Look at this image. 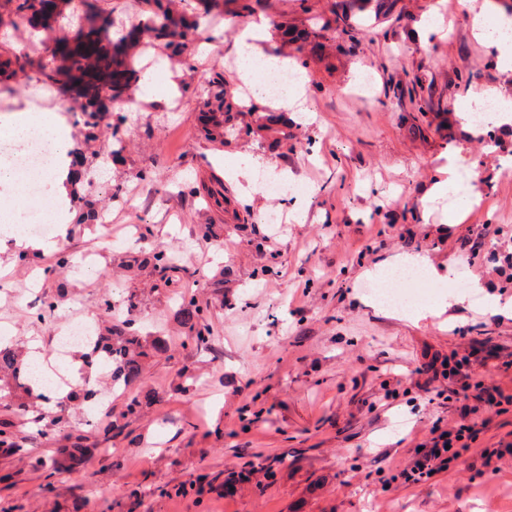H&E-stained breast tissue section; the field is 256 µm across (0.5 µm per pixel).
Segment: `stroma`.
<instances>
[{
  "instance_id": "35a3bbf8",
  "label": "stroma",
  "mask_w": 512,
  "mask_h": 512,
  "mask_svg": "<svg viewBox=\"0 0 512 512\" xmlns=\"http://www.w3.org/2000/svg\"><path fill=\"white\" fill-rule=\"evenodd\" d=\"M244 2L216 0L191 54L156 45L167 63L158 95L124 104L118 132L64 113L88 203L74 205L54 251L0 242V326L11 328L8 344L42 353L46 369L74 321L101 326L107 301L115 317L170 344L143 374L147 414L116 436L109 414L122 402L106 369L84 368L83 344L64 363L100 394L93 416L50 407L19 422L0 412V429L18 443L0 449V512H512V456L484 467L485 449L512 434V411L477 413L483 434L460 465L417 483L399 477L432 424L453 415L447 378L424 389L414 368L468 339L512 359V317L469 297L418 319L364 292L379 263L421 254L454 269L450 291L467 292L468 269L512 303V280L498 270L512 248V176L503 174L512 122L475 129L458 112L473 92L512 98V71L476 38L466 0H372L352 14L355 40L336 36L335 0H263L269 43L305 71L316 119L258 99L216 144L199 101L218 78L242 93L233 60ZM438 3L443 27L427 30ZM80 7L56 0L34 37L50 47L76 32ZM13 10L14 0H0V113L39 105L41 69L52 62L24 57ZM362 69L375 78L367 98L354 84ZM271 111L286 142L255 132ZM242 155L268 174L288 171L299 194L226 179V163ZM452 160L479 185L477 202L448 225L455 194L428 216L423 200ZM295 207L303 223L288 222ZM270 212L279 223H264ZM207 224L217 235L203 236ZM162 248L180 259L168 288L154 259ZM184 296L210 305V347L183 346ZM66 438L85 452L63 468L55 450ZM244 466L252 481L225 488L228 470Z\"/></svg>"
}]
</instances>
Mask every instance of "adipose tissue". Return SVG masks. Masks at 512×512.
Masks as SVG:
<instances>
[{
  "label": "adipose tissue",
  "mask_w": 512,
  "mask_h": 512,
  "mask_svg": "<svg viewBox=\"0 0 512 512\" xmlns=\"http://www.w3.org/2000/svg\"><path fill=\"white\" fill-rule=\"evenodd\" d=\"M473 27L483 42L496 47L503 69L512 70V19L486 4L474 14ZM266 28V21L251 23L237 32L234 39L239 77L255 96L262 94L271 74L291 66L290 59L280 52L261 46ZM34 135L47 140L55 153V164L48 175V213L59 227H66L70 221L74 171L69 130L58 114L30 107L0 114V232L12 238L18 248L48 251L53 249V242L33 236L26 230L21 209L15 203L22 193V185L5 158L6 149Z\"/></svg>",
  "instance_id": "ef3b65f1"
}]
</instances>
